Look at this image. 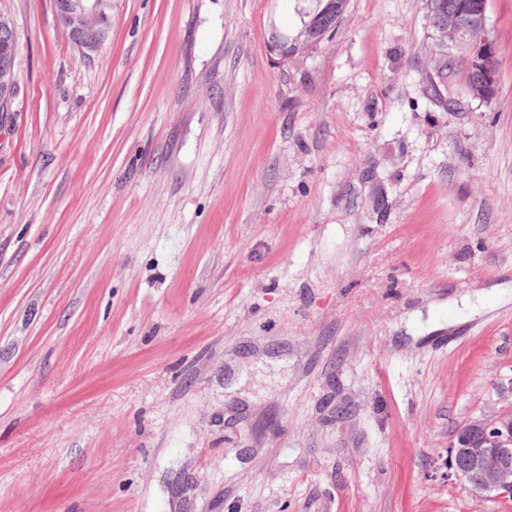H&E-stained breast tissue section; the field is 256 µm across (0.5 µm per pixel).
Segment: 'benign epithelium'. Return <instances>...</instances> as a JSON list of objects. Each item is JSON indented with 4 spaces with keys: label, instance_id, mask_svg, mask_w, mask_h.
I'll list each match as a JSON object with an SVG mask.
<instances>
[{
    "label": "benign epithelium",
    "instance_id": "7a95c632",
    "mask_svg": "<svg viewBox=\"0 0 512 512\" xmlns=\"http://www.w3.org/2000/svg\"><path fill=\"white\" fill-rule=\"evenodd\" d=\"M59 18L74 43L95 51L107 38L112 0H56ZM487 15L451 23L443 36L458 46V35L485 31ZM16 84L11 44L0 43V106H9ZM448 478L458 481L472 500L512 497V412L469 419L448 446Z\"/></svg>",
    "mask_w": 512,
    "mask_h": 512
}]
</instances>
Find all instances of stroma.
Listing matches in <instances>:
<instances>
[{"label": "stroma", "mask_w": 512, "mask_h": 512, "mask_svg": "<svg viewBox=\"0 0 512 512\" xmlns=\"http://www.w3.org/2000/svg\"><path fill=\"white\" fill-rule=\"evenodd\" d=\"M427 0H0V512H512L448 479L512 411V0L489 101ZM59 18L83 51L94 52L107 38L112 0H57ZM295 12L298 15L299 23L292 30L279 29L286 34L288 45H291L292 56L306 53L320 44L328 33L336 29L339 18L343 15L347 0H293ZM329 1V2H328ZM328 3V7L325 8ZM308 15V16H304ZM314 20L320 29L322 38L316 43L311 39L317 37L309 27V22ZM16 84L14 53L10 43H0V111L8 109Z\"/></svg>", "instance_id": "obj_1"}]
</instances>
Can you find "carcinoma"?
<instances>
[{
    "instance_id": "obj_1",
    "label": "carcinoma",
    "mask_w": 512,
    "mask_h": 512,
    "mask_svg": "<svg viewBox=\"0 0 512 512\" xmlns=\"http://www.w3.org/2000/svg\"><path fill=\"white\" fill-rule=\"evenodd\" d=\"M295 12L299 23L292 30L284 31L292 55L306 53L316 47L311 42L315 38L309 27L310 21H315L320 29V35L326 36L336 29L339 18L343 15L347 0H294ZM487 11V0H439L436 13L428 17L431 45L430 86L440 103L448 104V83L453 78H463V91L474 98L481 96L482 100L492 99L497 92V85L489 84L486 77V67L497 69V56L484 55L485 49L466 46L468 59L456 65H448V47L439 43V34L448 21L474 13Z\"/></svg>"
}]
</instances>
